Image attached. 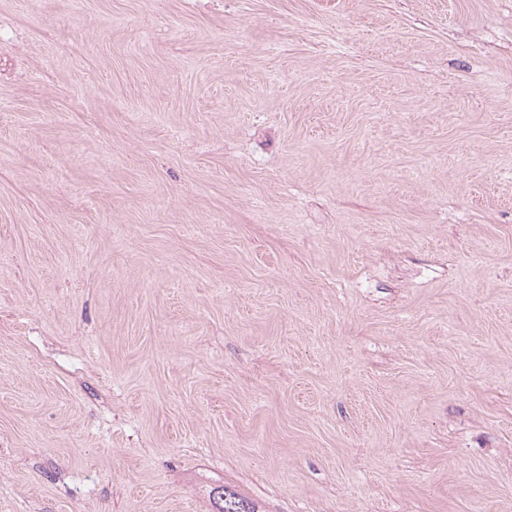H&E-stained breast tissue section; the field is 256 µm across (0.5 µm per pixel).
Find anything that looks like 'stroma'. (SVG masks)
Listing matches in <instances>:
<instances>
[{
    "label": "stroma",
    "instance_id": "1",
    "mask_svg": "<svg viewBox=\"0 0 512 512\" xmlns=\"http://www.w3.org/2000/svg\"><path fill=\"white\" fill-rule=\"evenodd\" d=\"M512 512V0H0V512ZM208 496L213 504V512H260L253 501L224 485L212 487Z\"/></svg>",
    "mask_w": 512,
    "mask_h": 512
}]
</instances>
